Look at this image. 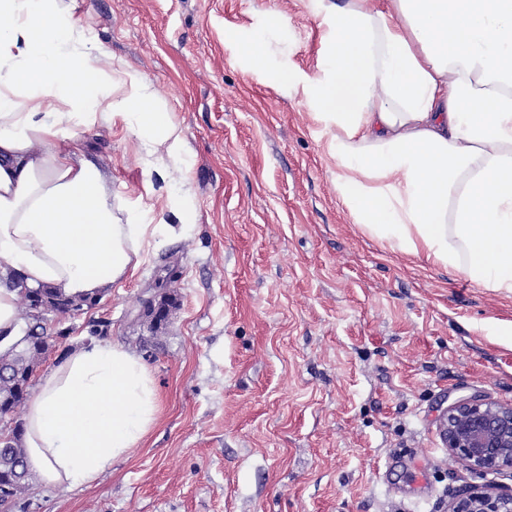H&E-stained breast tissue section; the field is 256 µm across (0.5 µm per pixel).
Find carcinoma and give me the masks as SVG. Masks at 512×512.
<instances>
[{"mask_svg": "<svg viewBox=\"0 0 512 512\" xmlns=\"http://www.w3.org/2000/svg\"><path fill=\"white\" fill-rule=\"evenodd\" d=\"M0 284L19 289L18 312L22 321L20 339L8 350L0 351V406L10 417L16 418L26 394L19 391L21 380L32 378L44 356L53 345L54 336L45 327V316H65L96 306L101 296L70 297L48 286L37 289V304H32L21 275L13 269L0 275ZM25 465L22 433H16L8 444L0 446V476L12 474Z\"/></svg>", "mask_w": 512, "mask_h": 512, "instance_id": "1", "label": "carcinoma"}]
</instances>
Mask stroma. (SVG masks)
Returning a JSON list of instances; mask_svg holds the SVG:
<instances>
[{
	"label": "stroma",
	"mask_w": 512,
	"mask_h": 512,
	"mask_svg": "<svg viewBox=\"0 0 512 512\" xmlns=\"http://www.w3.org/2000/svg\"><path fill=\"white\" fill-rule=\"evenodd\" d=\"M171 112L191 158L145 172L121 121L77 131L113 203L139 199L157 224L188 192L193 231L157 247L93 309L52 320L45 379L86 343L140 356L158 420L88 486L31 479L24 512H448L484 484L449 458L439 416L457 398L512 403V298L393 254L336 191L328 134L281 73L313 76L325 48L310 0H60ZM285 21L269 29L272 17ZM268 28L255 70L229 33ZM167 275L159 328L139 300Z\"/></svg>",
	"instance_id": "35a3bbf8"
}]
</instances>
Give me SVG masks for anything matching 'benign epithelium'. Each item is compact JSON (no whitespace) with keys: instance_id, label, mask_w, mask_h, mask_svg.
I'll list each match as a JSON object with an SVG mask.
<instances>
[{"instance_id":"7a95c632","label":"benign epithelium","mask_w":512,"mask_h":512,"mask_svg":"<svg viewBox=\"0 0 512 512\" xmlns=\"http://www.w3.org/2000/svg\"><path fill=\"white\" fill-rule=\"evenodd\" d=\"M448 454L480 474L512 470V404L479 396L456 399L440 418ZM448 512H512V488L459 491Z\"/></svg>"}]
</instances>
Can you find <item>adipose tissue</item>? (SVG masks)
Returning <instances> with one entry per match:
<instances>
[{
  "instance_id": "adipose-tissue-1",
  "label": "adipose tissue",
  "mask_w": 512,
  "mask_h": 512,
  "mask_svg": "<svg viewBox=\"0 0 512 512\" xmlns=\"http://www.w3.org/2000/svg\"><path fill=\"white\" fill-rule=\"evenodd\" d=\"M327 48L302 96L329 138L336 189L355 224L393 253L424 257L512 297V0H311ZM58 0H0V265L26 287L86 297L135 273L161 237L116 206L75 133L120 118L157 154L188 168L184 138L149 83L125 72ZM157 385L122 346L73 350L29 401L26 465L48 485H88L155 425Z\"/></svg>"
}]
</instances>
